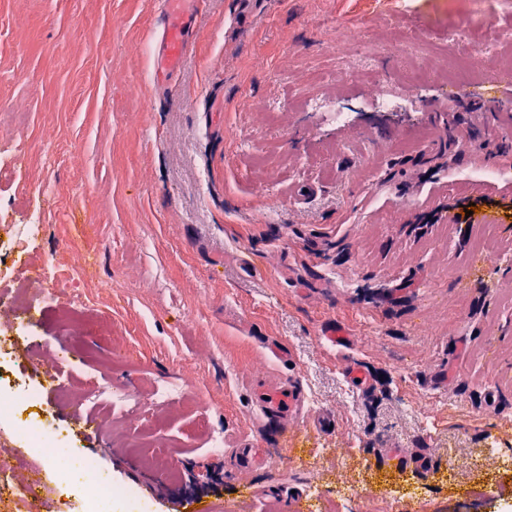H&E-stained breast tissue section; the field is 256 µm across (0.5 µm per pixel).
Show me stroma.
Wrapping results in <instances>:
<instances>
[{"mask_svg": "<svg viewBox=\"0 0 512 512\" xmlns=\"http://www.w3.org/2000/svg\"><path fill=\"white\" fill-rule=\"evenodd\" d=\"M460 21L472 43L501 47L488 69L512 68V0H495L486 19L468 0H204L193 51L162 94L160 0H0V226L40 210L34 255L63 275L12 374L43 386L60 463L90 457L111 480L104 512H136V500L174 512L200 497L189 479L213 463L219 508L246 497L251 512H270L267 491L283 484L312 512L310 473L328 499L386 483L423 490L400 512H497L512 482L487 458L494 440L512 458L508 226L477 224L464 240L444 220L423 233L410 223L452 200L512 217V178L476 176L504 167L512 115L486 112L479 82L395 78L392 52L395 35L412 34L448 59ZM357 31L371 35L373 68L336 55ZM379 87L406 110H376ZM318 95L337 97L346 122L304 108ZM445 97L457 112L443 123ZM480 241L498 250L496 267L478 262ZM74 250L89 252L88 273L69 269ZM333 326L351 335L339 352L325 342ZM56 360L58 385L44 387L42 366ZM349 360L370 368L365 385L346 374ZM260 371L297 384L310 417L334 411L335 428L309 418L272 432L248 408ZM168 383L192 399L156 401L153 386ZM129 387L126 402H108ZM60 388L77 404L56 405ZM425 394L438 403L423 422L413 409ZM107 413L108 433L78 422ZM150 422L175 476L123 446ZM244 440L278 459L237 473ZM396 452L432 466L395 469Z\"/></svg>", "mask_w": 512, "mask_h": 512, "instance_id": "1", "label": "stroma"}]
</instances>
